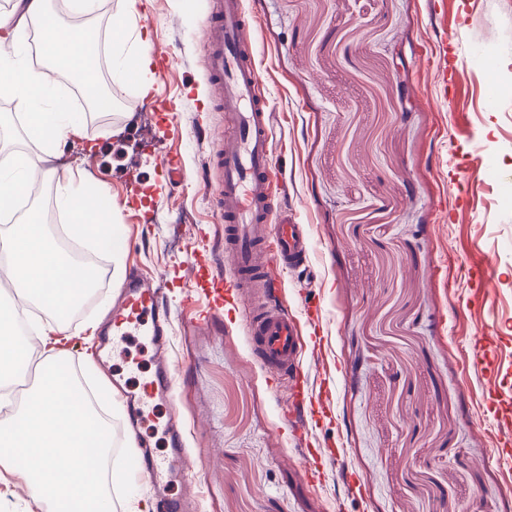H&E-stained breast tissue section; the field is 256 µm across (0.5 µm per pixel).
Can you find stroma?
I'll use <instances>...</instances> for the list:
<instances>
[{"label":"stroma","instance_id":"obj_1","mask_svg":"<svg viewBox=\"0 0 512 512\" xmlns=\"http://www.w3.org/2000/svg\"><path fill=\"white\" fill-rule=\"evenodd\" d=\"M119 2L85 16L67 0L49 9L62 28L91 27L108 61ZM244 6L259 24L272 161L313 248L310 270L283 275L295 315L320 311L307 362L332 398L312 432L338 442L342 462H326L319 485L303 480V449L280 423L288 389L257 366L242 315L181 324L188 296L207 301L213 277L233 275L207 185L224 135L200 39L209 0H140L154 91L113 83L111 111L90 113L83 138L59 152L64 173L108 190L123 242L102 256L67 359L110 406L87 350L129 276L165 278L198 512H512V470L493 458L512 434V0ZM443 48L460 74L448 93L432 64ZM477 270L487 287H475ZM482 337L493 341L486 365L473 358ZM344 467L360 495L349 496Z\"/></svg>","mask_w":512,"mask_h":512}]
</instances>
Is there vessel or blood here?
<instances>
[{"instance_id": "obj_1", "label": "vessel or blood", "mask_w": 512, "mask_h": 512, "mask_svg": "<svg viewBox=\"0 0 512 512\" xmlns=\"http://www.w3.org/2000/svg\"><path fill=\"white\" fill-rule=\"evenodd\" d=\"M200 38L208 48L206 69L228 124L215 160L216 201L224 215V258L236 270L226 284V295L234 301L257 294V302L245 314L251 354L266 373L290 376L291 398L281 421L293 436L306 439L312 432L305 414L314 406H327L329 392L310 393L300 362L304 338L279 296L285 287L283 272L307 262L310 243L303 225L293 221L287 210L273 208L283 183L272 164L271 113L259 92L256 33L242 0H213L211 18ZM170 331L161 284L128 280L112 305L106 333L118 349L133 339L157 346L154 370L126 402L128 436L136 435L140 421L153 417L158 399L172 396L174 369L166 356ZM168 435L170 452L165 457L144 448L127 454V470L134 480L170 482L183 463L184 450L177 428H170Z\"/></svg>"}]
</instances>
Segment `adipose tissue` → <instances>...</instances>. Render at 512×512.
<instances>
[{"label":"adipose tissue","instance_id":"adipose-tissue-1","mask_svg":"<svg viewBox=\"0 0 512 512\" xmlns=\"http://www.w3.org/2000/svg\"><path fill=\"white\" fill-rule=\"evenodd\" d=\"M139 3L122 0L120 27L112 34L113 68L120 76L136 69L139 88L147 92L155 82L152 60L129 44ZM32 22L42 29L47 58L79 73L90 70L91 42L76 29L58 38L47 0H15L10 10L0 11V97L23 110L26 133L39 149L31 155L0 146V215L14 210L30 172L37 170L45 181L56 182L58 205L72 226L93 229L97 246L110 249L111 236L97 231L118 218L106 188L83 177L56 179V153L62 144L82 136L83 119L56 95L46 74L28 63L25 36ZM0 255L6 258L16 295L49 311L51 317L38 327L36 343L22 344L11 332L15 307L0 306V409L9 411L0 426V468L19 469L33 499L51 512H100L104 494L92 456L106 447V433L63 377L62 352L54 343L55 338L67 340L80 333L70 315L75 298L87 286L85 268L65 260L43 225L28 215L0 230ZM30 362L39 370L40 389L16 410L11 384L16 372Z\"/></svg>","mask_w":512,"mask_h":512}]
</instances>
